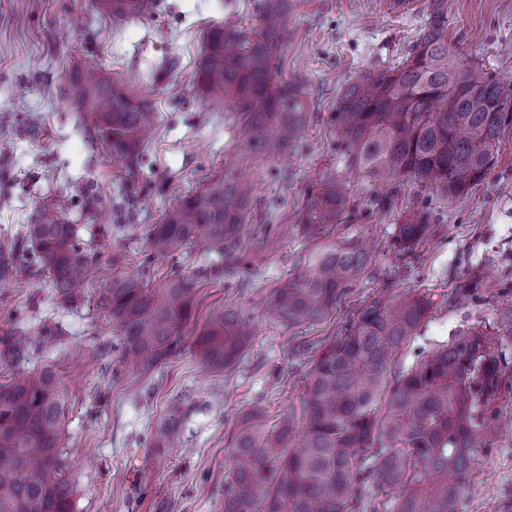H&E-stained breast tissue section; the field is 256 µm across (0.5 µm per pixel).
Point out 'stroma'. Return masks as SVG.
<instances>
[{
    "instance_id": "35a3bbf8",
    "label": "stroma",
    "mask_w": 512,
    "mask_h": 512,
    "mask_svg": "<svg viewBox=\"0 0 512 512\" xmlns=\"http://www.w3.org/2000/svg\"><path fill=\"white\" fill-rule=\"evenodd\" d=\"M161 0L156 12L113 24L90 0H0V239L19 234L43 195L65 198L79 226L89 275L82 304H59L44 276L20 264L0 284V337L15 327L45 324L59 336L32 364L55 365L69 391L62 433L65 474L76 512H221L231 469V437L242 414L262 402L270 414L299 410L305 356L298 341L315 344L336 331L384 288L423 291L440 303L419 336L404 348L391 375L410 365L420 347L448 341L471 323H498L512 309V124L494 150L491 169L468 195L444 205L408 181L394 206L377 210L380 195L366 176L350 178L353 217L338 226L367 227L375 240L369 267L322 322L291 329L274 319L268 302L316 246L298 228L299 214L325 170L345 171L336 130L341 89L375 65L404 57L428 0L392 8V0H290L286 52L280 76L298 75L307 91V122L291 153L254 152L235 118L231 99L201 98L194 84L203 34L214 24L257 27L256 0ZM448 42L503 84H512V0H448ZM95 67L146 96L158 114V132L136 177L113 167L92 146L71 81L77 68ZM236 148L238 169L255 186L243 248L248 266L214 276L212 252L193 250L175 260L151 257L145 230L177 200L224 169V151ZM133 193L128 220L117 224L116 198ZM431 207L433 232L415 253L394 256L392 232L418 209ZM157 284L175 274L199 280L191 320L202 328L217 307L241 310L254 340L231 370L208 368L196 347L160 370L139 375L121 364L112 327L98 304L113 273ZM472 289L455 300L459 286ZM505 385L496 403L507 426L479 455L463 512H512V337L507 338ZM188 410L181 445L151 446L157 425L174 407Z\"/></svg>"
}]
</instances>
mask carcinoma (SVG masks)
<instances>
[{
    "label": "carcinoma",
    "mask_w": 512,
    "mask_h": 512,
    "mask_svg": "<svg viewBox=\"0 0 512 512\" xmlns=\"http://www.w3.org/2000/svg\"><path fill=\"white\" fill-rule=\"evenodd\" d=\"M92 3L114 21L159 8V0ZM288 5L259 0L258 33L212 26L196 72L201 96L237 101L249 145L265 153L288 148L305 119L302 82L275 80ZM451 54L446 0H429V13L400 63L375 65L346 87L336 125L354 171L395 187L411 180L448 202L485 178L501 130L512 122V88L471 60L449 64ZM78 105L90 113L92 142L115 166L135 173L158 123L152 102L118 80L84 73ZM236 158L226 157L224 174L209 178L147 229L151 256L174 258L203 245L221 260L215 274L246 264L241 232L253 186L236 172ZM320 185L306 201L300 226L308 238L327 240L336 225L349 221L353 207L348 179L327 175ZM432 220L427 207L397 225L393 251H412ZM24 237L29 263L47 276L59 303L78 301L85 260L78 227L60 197L36 203ZM18 261L19 247L3 242L1 283L14 277ZM371 261L362 229L319 246L273 292L275 313L290 327L323 320ZM197 292V278L188 275L155 286L112 276L100 304L129 369L150 373L183 350ZM432 305L415 291H383L311 360L300 415L290 411L271 423L257 404L246 411L231 439L224 512H462L472 461L499 433L500 332L512 327V317L430 344L390 382V366L427 322ZM48 335L41 327L17 328L8 353L37 352ZM252 341L248 318L220 307L193 344L219 370L238 363ZM68 400L49 364L0 386V512H74L61 455ZM180 434L179 418L171 414L157 426L152 447H172Z\"/></svg>",
    "instance_id": "cac0c4a2"
}]
</instances>
